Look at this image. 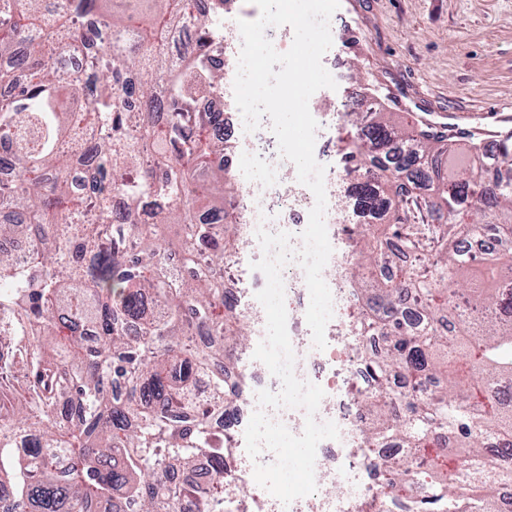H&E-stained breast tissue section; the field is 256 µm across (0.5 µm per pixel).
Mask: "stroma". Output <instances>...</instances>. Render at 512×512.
I'll use <instances>...</instances> for the list:
<instances>
[{
	"label": "stroma",
	"mask_w": 512,
	"mask_h": 512,
	"mask_svg": "<svg viewBox=\"0 0 512 512\" xmlns=\"http://www.w3.org/2000/svg\"><path fill=\"white\" fill-rule=\"evenodd\" d=\"M330 29L337 86L310 98L316 119L373 100L490 136V107L512 114V0H340Z\"/></svg>",
	"instance_id": "1"
}]
</instances>
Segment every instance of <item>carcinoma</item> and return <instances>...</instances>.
Instances as JSON below:
<instances>
[{
    "label": "carcinoma",
    "mask_w": 512,
    "mask_h": 512,
    "mask_svg": "<svg viewBox=\"0 0 512 512\" xmlns=\"http://www.w3.org/2000/svg\"><path fill=\"white\" fill-rule=\"evenodd\" d=\"M189 5L0 0V239H26L21 257L0 251V491L14 512H224L214 420L244 394L226 368L249 332L220 271L246 238L225 206L239 192L221 163L233 146L198 108L224 88L222 37L198 18L185 60L164 52ZM345 118L342 202L367 218L350 244L348 334L384 338L362 354L365 443L428 457L423 471L405 454L385 462V483L430 493L408 512H499L512 463L485 459L482 439L512 440V394L495 391L512 382V317L474 323L447 299L451 284L512 309V136L490 156L472 134L462 150L378 106ZM146 209L156 223H139ZM202 211L223 215V237ZM480 234L492 245L464 260ZM403 386L427 396L397 412L386 399ZM202 458L209 486L175 477Z\"/></svg>",
    "instance_id": "1"
}]
</instances>
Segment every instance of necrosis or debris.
I'll return each instance as SVG.
<instances>
[{"label":"necrosis or debris","mask_w":512,"mask_h":512,"mask_svg":"<svg viewBox=\"0 0 512 512\" xmlns=\"http://www.w3.org/2000/svg\"><path fill=\"white\" fill-rule=\"evenodd\" d=\"M201 106L204 110L221 113V131L225 138L245 141L244 148L228 157V166L255 165L266 186L260 195L244 191L230 201V208L241 212L242 220L252 234L258 229V213L274 214L275 221L268 224V231L290 233L292 248L300 249V235L308 224L315 197L307 186L298 183L296 171H284L277 164L279 149L270 119L262 118L257 130L243 133L240 111L237 107L226 106L225 93L220 89L205 95ZM285 182L293 186V193L286 200L280 194V186ZM283 282L295 374L323 389L325 396L316 419L321 423H335L339 437L323 440L317 448V489L314 493L287 505L264 489L248 493L254 463L244 450V433L255 408L251 398L240 399L228 414L215 420L216 425L223 428L224 438L233 452V463L224 481L244 494L241 506L233 512H404L401 500L381 484L379 466L383 453L369 450L362 439L367 387L359 354L365 349L378 348L380 336H368L359 341L346 335L343 323L348 292L341 279L335 278L328 283L333 298V316L325 329L326 347L322 350L314 348L305 319L310 296L302 267L292 265L284 272Z\"/></svg>","instance_id":"obj_1"}]
</instances>
